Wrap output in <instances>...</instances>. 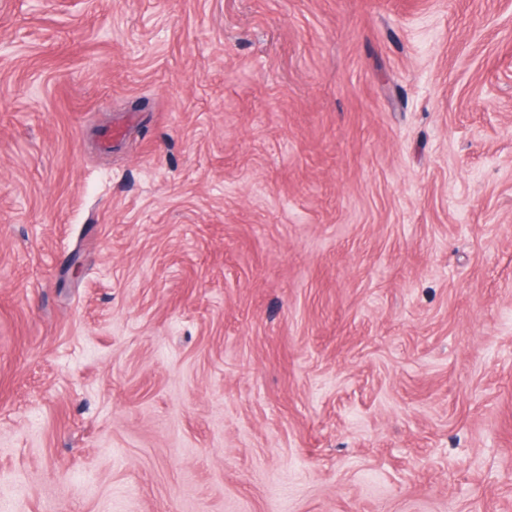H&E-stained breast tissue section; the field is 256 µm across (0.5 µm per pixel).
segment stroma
<instances>
[{
    "mask_svg": "<svg viewBox=\"0 0 512 512\" xmlns=\"http://www.w3.org/2000/svg\"><path fill=\"white\" fill-rule=\"evenodd\" d=\"M0 512H512V0H0Z\"/></svg>",
    "mask_w": 512,
    "mask_h": 512,
    "instance_id": "obj_1",
    "label": "stroma"
}]
</instances>
